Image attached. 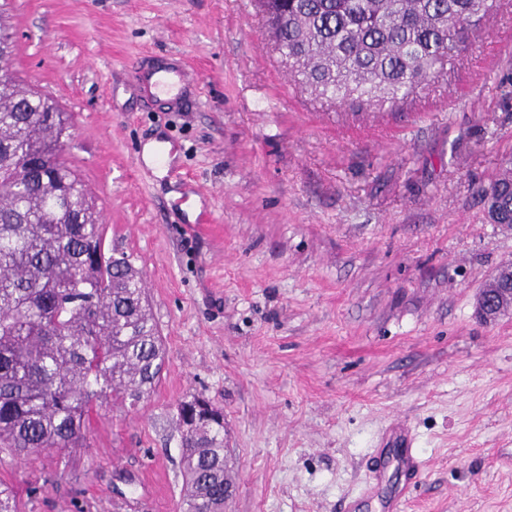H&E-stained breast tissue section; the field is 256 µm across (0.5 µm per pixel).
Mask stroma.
Masks as SVG:
<instances>
[{
    "instance_id": "1",
    "label": "stroma",
    "mask_w": 512,
    "mask_h": 512,
    "mask_svg": "<svg viewBox=\"0 0 512 512\" xmlns=\"http://www.w3.org/2000/svg\"><path fill=\"white\" fill-rule=\"evenodd\" d=\"M8 17L166 349L155 390L100 408L84 447L0 464L20 512H178L194 394L224 412L229 512H347L397 420L424 464L405 512H512V316L474 312L512 260L478 194L512 156V0L406 105L361 112L296 80L256 0H12ZM146 56L185 59L181 105L132 86ZM153 140L178 177L144 162ZM201 191L213 221L187 223Z\"/></svg>"
}]
</instances>
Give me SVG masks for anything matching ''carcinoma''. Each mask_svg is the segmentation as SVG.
<instances>
[{"mask_svg":"<svg viewBox=\"0 0 512 512\" xmlns=\"http://www.w3.org/2000/svg\"><path fill=\"white\" fill-rule=\"evenodd\" d=\"M497 0H258L289 69L352 108L394 105L436 74L448 45ZM68 114L18 77L0 82V452L81 448L92 415L136 404L157 384L165 349L144 282L106 255L100 212L55 149ZM33 166L21 178L16 159ZM492 224H512V167L480 190ZM68 212L55 214L59 199ZM182 436L180 512L224 510V414L198 410ZM0 512H18L0 481Z\"/></svg>","mask_w":512,"mask_h":512,"instance_id":"cac0c4a2","label":"carcinoma"}]
</instances>
